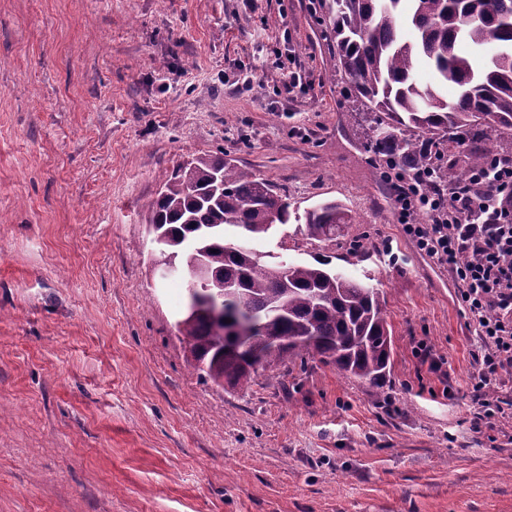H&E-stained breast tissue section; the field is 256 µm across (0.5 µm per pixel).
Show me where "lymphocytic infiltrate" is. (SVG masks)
Segmentation results:
<instances>
[{"mask_svg": "<svg viewBox=\"0 0 512 512\" xmlns=\"http://www.w3.org/2000/svg\"><path fill=\"white\" fill-rule=\"evenodd\" d=\"M390 194L405 233L458 286L481 343L474 389L484 391L512 363V164L445 193L429 191L423 175L401 171Z\"/></svg>", "mask_w": 512, "mask_h": 512, "instance_id": "obj_1", "label": "lymphocytic infiltrate"}]
</instances>
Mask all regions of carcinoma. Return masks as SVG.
I'll use <instances>...</instances> for the list:
<instances>
[{"label": "carcinoma", "mask_w": 512, "mask_h": 512, "mask_svg": "<svg viewBox=\"0 0 512 512\" xmlns=\"http://www.w3.org/2000/svg\"><path fill=\"white\" fill-rule=\"evenodd\" d=\"M336 65L350 79L363 111L373 115L370 145L377 155L413 170L434 169L430 186L467 183L486 166L490 144L512 136V0H326ZM413 31L405 40L401 28ZM468 51L463 52L460 46ZM424 61L433 81L416 71ZM457 88L449 101L440 89ZM468 140L464 160L445 154ZM156 261L210 277L190 282L252 321L241 340L234 323L186 314L179 332L190 364L217 386L245 389L258 370L288 375L318 359L337 372L382 382L392 354L385 292L347 277L330 262L269 263L229 239L264 237L291 218L288 198L267 179L233 160L203 155L180 165L149 205ZM300 234L332 243L351 217L322 201L304 210Z\"/></svg>", "instance_id": "cac0c4a2"}]
</instances>
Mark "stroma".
Instances as JSON below:
<instances>
[{"label": "stroma", "instance_id": "obj_1", "mask_svg": "<svg viewBox=\"0 0 512 512\" xmlns=\"http://www.w3.org/2000/svg\"><path fill=\"white\" fill-rule=\"evenodd\" d=\"M364 127L317 0H0V512H512V416L474 427L479 340ZM219 153L352 215L327 246L293 220L253 245L385 291L383 387L189 365L190 277L155 271L148 205Z\"/></svg>", "mask_w": 512, "mask_h": 512}]
</instances>
